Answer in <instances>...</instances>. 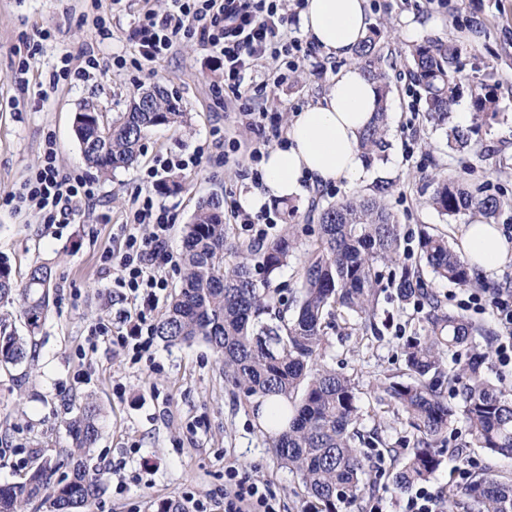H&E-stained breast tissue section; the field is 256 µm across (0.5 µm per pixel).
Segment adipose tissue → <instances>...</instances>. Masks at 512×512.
<instances>
[{
    "label": "adipose tissue",
    "mask_w": 512,
    "mask_h": 512,
    "mask_svg": "<svg viewBox=\"0 0 512 512\" xmlns=\"http://www.w3.org/2000/svg\"><path fill=\"white\" fill-rule=\"evenodd\" d=\"M300 24L327 52L350 56L367 34V0H305ZM377 100L375 85L359 65L339 70L322 100L295 114L285 144L263 158V187L243 193L241 206L257 211L271 199L302 196L309 183L361 178L359 137L374 116ZM458 249L471 266L487 274L499 272L512 259V241L495 224L464 225Z\"/></svg>",
    "instance_id": "adipose-tissue-1"
}]
</instances>
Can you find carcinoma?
Listing matches in <instances>:
<instances>
[{"label": "carcinoma", "instance_id": "obj_1", "mask_svg": "<svg viewBox=\"0 0 512 512\" xmlns=\"http://www.w3.org/2000/svg\"><path fill=\"white\" fill-rule=\"evenodd\" d=\"M458 54L455 44L437 39L414 46L409 54L425 111L438 126L448 125L458 97ZM355 55L380 98L374 123L359 141V149L371 158L386 147L389 85L376 65L374 37L361 41ZM473 107L486 121L497 117L496 99L489 92L475 96ZM74 120L85 162L109 174L137 160L151 128L184 125L188 113L164 87L153 84L139 89L115 119L106 112H78ZM433 204L445 215L469 211L486 219L495 217L501 206L498 198L450 178L437 183ZM401 246L398 221L381 197L327 205L316 246L301 268L299 305L291 313L283 305L278 323L265 324L260 317L274 304L269 277L288 262L294 235L287 230L261 247L230 241L224 199L213 194L199 202L185 226L181 285L155 323V335L171 345L194 340L208 344L224 365L227 382L245 399L282 396L291 403V412L271 419L268 440L277 459L299 475L304 493L322 505L321 512H343L359 504L370 479L368 457L357 446L363 438L356 429L354 386L349 377L318 363L326 344V317L339 305L363 319L365 330L376 332L377 267L397 263ZM419 248L435 277L462 287L475 282L474 270L447 239L427 234ZM260 272L261 280L256 278ZM51 280V267L38 264L19 285L10 265L0 261V303L20 299L34 331L48 311ZM391 285L400 302L425 310L427 323L426 334L404 346L410 380L387 376L377 385L379 400L406 413L417 431L410 454L381 449L392 462V488L402 490L434 475L441 465L435 445L459 415L469 423L478 447L512 458V399L482 370L487 349L472 344L482 330L447 312L418 266H402ZM28 355V339L0 336L1 363L21 362ZM285 414L288 424L281 428ZM99 419L98 406L85 403L68 423L70 474L55 481L45 462L20 482L0 484V512H26L35 500L48 505L49 512H90L103 490L88 464ZM442 499L447 512L464 499L475 501L478 512H512V476L484 472L467 489L448 485Z\"/></svg>", "mask_w": 512, "mask_h": 512}]
</instances>
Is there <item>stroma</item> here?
I'll list each match as a JSON object with an SVG mask.
<instances>
[{"label":"stroma","mask_w":512,"mask_h":512,"mask_svg":"<svg viewBox=\"0 0 512 512\" xmlns=\"http://www.w3.org/2000/svg\"><path fill=\"white\" fill-rule=\"evenodd\" d=\"M148 1L163 3L122 0L115 9L111 0H102L103 10L116 12L112 37L103 41L92 25L81 21L85 0H0V257L8 260L19 282L35 264L50 266L54 274L48 313L36 334H29L19 304L0 308V327L33 337L29 359L0 365V484L22 481L45 460L65 463L67 424L90 400L99 406L101 418L89 465L105 486L93 512H157L167 498L190 505L202 501L210 512H224V472L231 466L264 483L278 512H308L298 478L270 449L254 401L233 394L207 344L171 345L159 339L152 356L137 362L112 343H99L94 350L88 344L96 322L117 323L127 309L108 289L114 274L104 256L120 248L121 227L130 221L135 200L153 196L168 212L172 260L164 275L171 292L181 284L178 257L184 229L200 201L223 196L232 238L247 237L237 213L240 195L253 186L245 147L255 133L241 125L232 94L215 100L213 89L223 84L224 68L208 47L184 40L163 60L135 63L129 25ZM368 7L371 28L378 33V65L390 86L387 147L382 157L365 161L364 174L355 183L339 180L309 188L302 198L267 205L277 224L293 225L298 237L287 265L271 277L272 287L292 305L300 299L298 270L318 240L320 210L349 196L384 191L401 226V261L407 265L420 262L421 233L446 235L454 245L463 225L480 219L476 213L447 216L433 206L440 177L462 179L496 196L502 207L495 224L512 225V0H368ZM34 27L51 30L52 37L31 61L33 81L17 86L10 75L25 52L20 35ZM428 39L451 41L460 49L456 106L469 113L465 127L473 132L469 147L461 151L449 147L445 130L429 121L411 73L409 51ZM89 48L102 73L60 85L40 99L38 91L58 57L71 54L79 66ZM119 57L124 66H116ZM345 64L320 49L299 60L296 71L278 84L274 78L280 63L270 58L248 73L245 83L256 109L277 113L285 123L292 113L316 103ZM154 83L188 112V126L152 128L137 162L109 176L88 168L73 131L79 107L90 102L115 116L140 87ZM489 90L498 117L484 122L473 115L472 100ZM217 127L239 141L241 150L226 155L211 136ZM49 141L62 171L95 182L99 197L94 210L48 228L35 208L17 209L4 199L23 188ZM195 154L201 160L183 169L182 189L165 190L170 173L154 180L146 176L156 157L179 160ZM381 272L377 334L364 332L356 314L337 310L322 361L351 379L358 429L379 434L388 447L407 453L415 429L405 414L378 404L374 388L386 375H405L403 347L408 337L422 334L423 314L396 298L390 287L392 267ZM432 287L449 312L490 336L503 335L492 312L468 307L470 288L440 279ZM437 447L443 458L428 482L432 491L446 488L467 457L477 471L512 472V460L477 447L465 419L452 423Z\"/></svg>","instance_id":"35a3bbf8"}]
</instances>
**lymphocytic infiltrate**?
I'll return each mask as SVG.
<instances>
[{
	"instance_id": "f902f5d3",
	"label": "lymphocytic infiltrate",
	"mask_w": 512,
	"mask_h": 512,
	"mask_svg": "<svg viewBox=\"0 0 512 512\" xmlns=\"http://www.w3.org/2000/svg\"><path fill=\"white\" fill-rule=\"evenodd\" d=\"M290 17L282 0H166L163 9L145 6L134 19L131 37L139 58L145 62L163 59L186 37H195L212 49L224 65V84L234 94L238 114L258 139L246 147L251 163H259L269 148L283 144L277 116L254 112L242 84L247 72L266 58L315 52L313 44L300 40L282 42ZM98 199L92 183L66 173L58 165L54 146H47L35 175L28 180L19 201L38 209L44 224H62L70 216L92 210ZM134 224L124 230L122 250L115 258L114 285L121 300L130 302L119 329L99 322L92 335L114 337L117 344L132 353L133 360L149 354L154 346V328L149 320L158 307L167 281L161 269L171 260L167 248L170 226L164 207L152 197L141 200L133 213ZM149 226L146 235L136 234L135 225ZM475 310L495 311L506 328L500 337L497 360L512 367V292L489 295L474 292L469 296ZM229 486L224 491V512H277L274 497L263 483L240 475L228 467Z\"/></svg>"
}]
</instances>
